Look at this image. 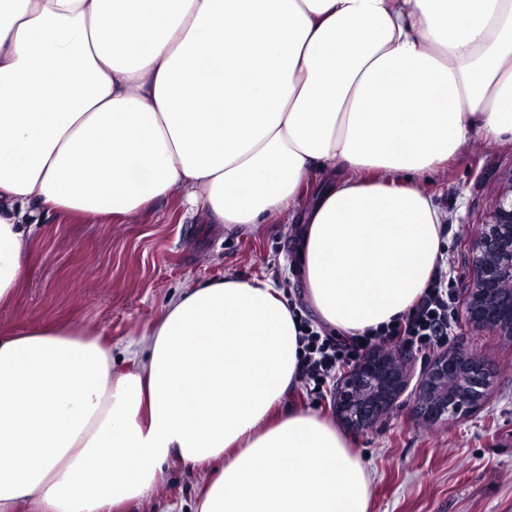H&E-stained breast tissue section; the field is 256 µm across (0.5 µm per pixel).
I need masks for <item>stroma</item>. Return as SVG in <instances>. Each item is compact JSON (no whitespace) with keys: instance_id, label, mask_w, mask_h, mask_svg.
I'll return each instance as SVG.
<instances>
[{"instance_id":"1","label":"stroma","mask_w":512,"mask_h":512,"mask_svg":"<svg viewBox=\"0 0 512 512\" xmlns=\"http://www.w3.org/2000/svg\"><path fill=\"white\" fill-rule=\"evenodd\" d=\"M419 185L448 214L443 268L457 297L448 346L483 357L494 378L478 407L428 420L416 409L417 392L443 350L382 343L403 363L407 383L391 410L349 432L370 475V512H512V340L468 324L462 303L473 239L512 188V145L473 138L463 155ZM39 220L26 243L30 275L13 306L0 311V329L68 322L111 346L120 369L124 347L188 282L259 277L287 297L302 293L293 262L302 226L285 211L250 234L203 223L175 199L113 220L49 211ZM209 475L206 467L170 464L149 501L123 512H191Z\"/></svg>"}]
</instances>
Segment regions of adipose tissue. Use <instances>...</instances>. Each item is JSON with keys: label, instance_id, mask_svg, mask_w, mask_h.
<instances>
[{"label": "adipose tissue", "instance_id": "1", "mask_svg": "<svg viewBox=\"0 0 512 512\" xmlns=\"http://www.w3.org/2000/svg\"><path fill=\"white\" fill-rule=\"evenodd\" d=\"M476 136L512 144V0H0V309L36 212L178 198L245 232L298 213L307 306L362 335L429 288L448 216L417 180ZM300 336L232 276L124 370L66 322L0 329V512L139 504L172 461L216 468L194 512H369L359 452L288 402Z\"/></svg>", "mask_w": 512, "mask_h": 512}]
</instances>
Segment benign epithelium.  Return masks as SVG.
Here are the masks:
<instances>
[{
  "label": "benign epithelium",
  "mask_w": 512,
  "mask_h": 512,
  "mask_svg": "<svg viewBox=\"0 0 512 512\" xmlns=\"http://www.w3.org/2000/svg\"><path fill=\"white\" fill-rule=\"evenodd\" d=\"M471 288L465 299L468 322L512 335V194L503 196L472 244ZM406 383L404 367L390 353L360 361L339 393V411L354 429L367 427L391 409ZM492 372L477 354L456 349L429 365L417 406L429 416L461 413L477 406Z\"/></svg>",
  "instance_id": "7a95c632"
}]
</instances>
